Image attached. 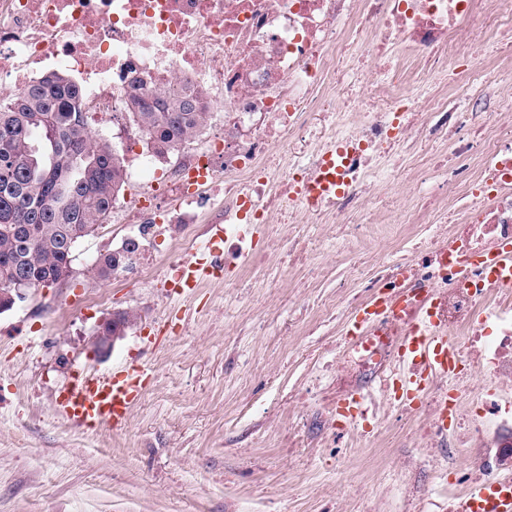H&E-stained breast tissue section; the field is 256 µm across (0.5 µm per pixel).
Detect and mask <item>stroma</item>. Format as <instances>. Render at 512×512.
<instances>
[{"instance_id": "obj_1", "label": "stroma", "mask_w": 512, "mask_h": 512, "mask_svg": "<svg viewBox=\"0 0 512 512\" xmlns=\"http://www.w3.org/2000/svg\"><path fill=\"white\" fill-rule=\"evenodd\" d=\"M136 193L127 179L101 230L76 244L70 278L27 289L0 313V512H399L407 469L381 444L320 425L335 407L325 366L340 326L301 311L339 295L347 262L307 287L280 261L216 267L188 294L98 278L97 258L129 235L123 212ZM188 232L196 248L152 244L156 269L208 259L209 225ZM97 296L103 304L89 305ZM116 311L134 322L97 354ZM131 360L152 375L123 429L84 431L57 416L74 378ZM292 423L303 447L286 445Z\"/></svg>"}]
</instances>
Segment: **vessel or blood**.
<instances>
[{
    "instance_id": "1",
    "label": "vessel or blood",
    "mask_w": 512,
    "mask_h": 512,
    "mask_svg": "<svg viewBox=\"0 0 512 512\" xmlns=\"http://www.w3.org/2000/svg\"><path fill=\"white\" fill-rule=\"evenodd\" d=\"M344 148H337L333 159L327 160L322 173L312 185L313 194L336 193L342 188ZM489 280L512 285V242L500 244L481 260ZM410 331L404 336L395 355V369L408 394H417L435 379L448 380L458 370L456 355L447 337L438 335L426 311L410 312ZM148 368L142 363H122L111 371L93 373L75 380L66 389L63 412L74 426L91 429L111 425L119 429L129 419L138 397L142 377ZM468 512H512V483H492L477 488L466 505Z\"/></svg>"
}]
</instances>
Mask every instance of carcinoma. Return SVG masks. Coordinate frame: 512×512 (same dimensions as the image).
Returning a JSON list of instances; mask_svg holds the SVG:
<instances>
[{
	"mask_svg": "<svg viewBox=\"0 0 512 512\" xmlns=\"http://www.w3.org/2000/svg\"><path fill=\"white\" fill-rule=\"evenodd\" d=\"M83 108L76 84L55 72L0 103V292L56 282L122 189L120 159L88 131ZM205 108L197 94L153 92L143 80L124 98L128 120L164 157L201 133ZM124 264L110 252L95 269L107 279Z\"/></svg>",
	"mask_w": 512,
	"mask_h": 512,
	"instance_id": "obj_1",
	"label": "carcinoma"
}]
</instances>
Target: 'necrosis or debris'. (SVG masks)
Segmentation results:
<instances>
[{"mask_svg":"<svg viewBox=\"0 0 512 512\" xmlns=\"http://www.w3.org/2000/svg\"><path fill=\"white\" fill-rule=\"evenodd\" d=\"M488 31L512 38V0H0V80L18 91L55 65L102 121L136 78L203 98L222 131L161 173L176 208L147 196L126 211L140 239L220 211L225 259L252 261L306 256L305 224L376 231L372 275L354 263L351 276L375 297L429 298L461 371L406 403L391 370L409 327L397 306L338 349L335 400L375 381L386 403L359 420L421 409L413 446L447 443L454 488L512 477L483 440L512 433V403L483 398L475 375L512 392V289L474 263L512 241V83L490 81L477 50ZM339 144L351 148L344 191L310 201L305 182ZM414 224L431 225L426 244L405 245Z\"/></svg>","mask_w":512,"mask_h":512,"instance_id":"necrosis-or-debris-1","label":"necrosis or debris"}]
</instances>
